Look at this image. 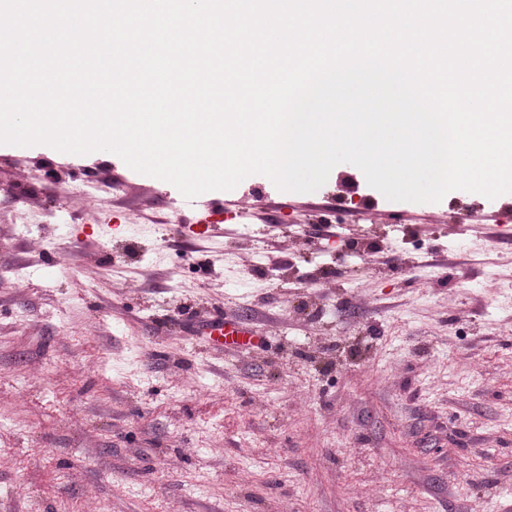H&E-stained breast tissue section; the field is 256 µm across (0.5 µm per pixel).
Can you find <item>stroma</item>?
Instances as JSON below:
<instances>
[{
  "label": "stroma",
  "mask_w": 512,
  "mask_h": 512,
  "mask_svg": "<svg viewBox=\"0 0 512 512\" xmlns=\"http://www.w3.org/2000/svg\"><path fill=\"white\" fill-rule=\"evenodd\" d=\"M181 197L0 144V512H512V193L254 174L197 241ZM217 310L255 343L181 326Z\"/></svg>",
  "instance_id": "35a3bbf8"
}]
</instances>
